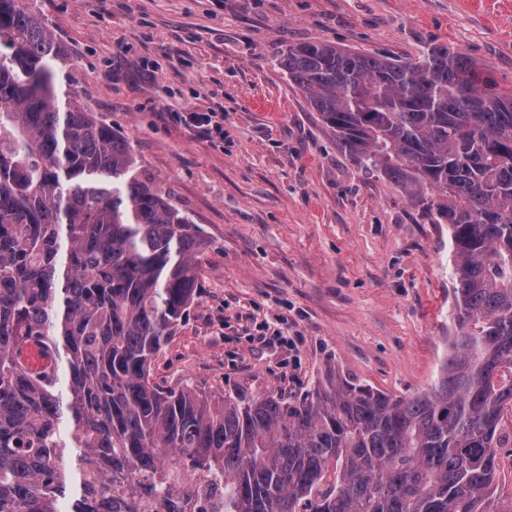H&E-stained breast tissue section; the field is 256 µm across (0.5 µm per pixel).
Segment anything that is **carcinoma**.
<instances>
[{"mask_svg": "<svg viewBox=\"0 0 512 512\" xmlns=\"http://www.w3.org/2000/svg\"><path fill=\"white\" fill-rule=\"evenodd\" d=\"M21 2L0 0V512H185L168 461L224 477V512H512V90L446 45L283 51L344 156L448 225L452 335L412 396L329 368L301 398L216 397L153 378L204 242L128 140L60 105L64 52Z\"/></svg>", "mask_w": 512, "mask_h": 512, "instance_id": "obj_1", "label": "carcinoma"}]
</instances>
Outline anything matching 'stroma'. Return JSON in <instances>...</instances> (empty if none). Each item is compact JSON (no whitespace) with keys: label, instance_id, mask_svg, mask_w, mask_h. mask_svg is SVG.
<instances>
[{"label":"stroma","instance_id":"35a3bbf8","mask_svg":"<svg viewBox=\"0 0 512 512\" xmlns=\"http://www.w3.org/2000/svg\"><path fill=\"white\" fill-rule=\"evenodd\" d=\"M22 4L65 50L57 91L128 139L205 241L159 383L301 397L333 365L391 394L429 389L449 328L448 227L345 158L280 57L306 42L412 59L445 44L512 90V0ZM217 106L220 141L175 118ZM258 326L295 343L260 342Z\"/></svg>","mask_w":512,"mask_h":512}]
</instances>
